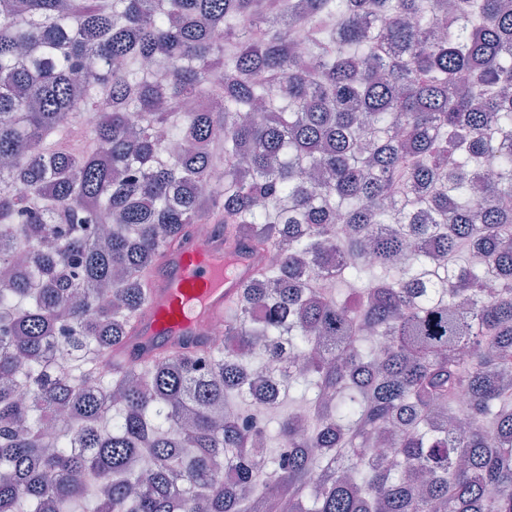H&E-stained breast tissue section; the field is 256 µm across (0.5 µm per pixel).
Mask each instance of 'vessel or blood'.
<instances>
[{
  "label": "vessel or blood",
  "mask_w": 512,
  "mask_h": 512,
  "mask_svg": "<svg viewBox=\"0 0 512 512\" xmlns=\"http://www.w3.org/2000/svg\"><path fill=\"white\" fill-rule=\"evenodd\" d=\"M237 291L224 267L221 234L191 240L183 249L166 252L152 279L153 312L139 329L144 339L167 341L222 318Z\"/></svg>",
  "instance_id": "vessel-or-blood-1"
}]
</instances>
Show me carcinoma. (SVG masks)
<instances>
[{"label": "carcinoma", "mask_w": 512, "mask_h": 512, "mask_svg": "<svg viewBox=\"0 0 512 512\" xmlns=\"http://www.w3.org/2000/svg\"><path fill=\"white\" fill-rule=\"evenodd\" d=\"M1 162L0 512H512V0H0ZM201 222L224 341L102 369Z\"/></svg>", "instance_id": "1"}]
</instances>
